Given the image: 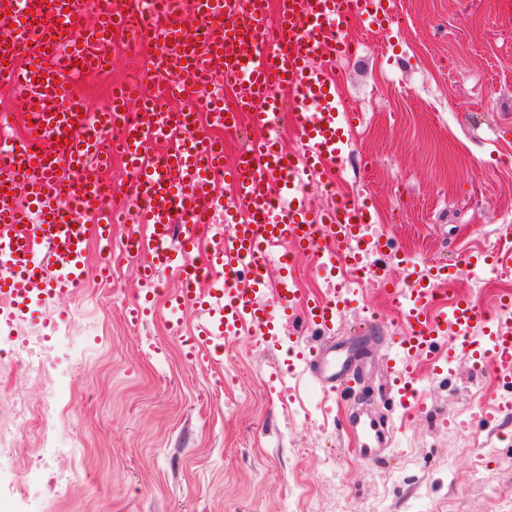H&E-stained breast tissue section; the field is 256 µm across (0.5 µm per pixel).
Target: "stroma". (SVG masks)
<instances>
[{"instance_id":"35a3bbf8","label":"stroma","mask_w":512,"mask_h":512,"mask_svg":"<svg viewBox=\"0 0 512 512\" xmlns=\"http://www.w3.org/2000/svg\"><path fill=\"white\" fill-rule=\"evenodd\" d=\"M392 9L399 20L387 30L349 31L358 50L335 95L355 119L340 194L366 204L378 234L419 267L478 248L512 252V0H392ZM130 76L122 52L109 78L82 76L88 107L101 110L110 82ZM101 249L89 245L86 288L28 323L57 357L48 383L67 406L57 437L82 447L79 482L59 498L22 434L16 458L0 460V512H368L379 497L386 512H491L512 492V422L489 410L512 381L462 355L448 373H420L427 408L407 415L385 369L400 319L374 282L360 284L335 326L357 353L356 399L392 433L366 463L345 423L353 401L301 364L274 375L292 342L316 343L312 328L288 321L278 341L245 333L220 357L184 360L192 312L162 306L130 322L129 304L145 295L139 261L127 258L108 282ZM439 292L489 309L512 293V269H460ZM61 321L70 336L52 335ZM45 384L0 361V415L19 391L40 405ZM455 471L475 477L455 485Z\"/></svg>"}]
</instances>
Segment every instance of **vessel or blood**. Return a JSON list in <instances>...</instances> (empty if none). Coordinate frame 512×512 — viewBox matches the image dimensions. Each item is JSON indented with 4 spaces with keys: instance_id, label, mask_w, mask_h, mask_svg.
Returning a JSON list of instances; mask_svg holds the SVG:
<instances>
[{
    "instance_id": "obj_1",
    "label": "vessel or blood",
    "mask_w": 512,
    "mask_h": 512,
    "mask_svg": "<svg viewBox=\"0 0 512 512\" xmlns=\"http://www.w3.org/2000/svg\"><path fill=\"white\" fill-rule=\"evenodd\" d=\"M140 0H56L52 16L40 27L24 20L34 0H0V85L9 87L19 112L33 120L31 132H51L68 142L66 158L52 145L41 153L20 145L0 146V317L11 321L32 318L36 298L70 297L81 287L87 266L84 251L89 236L111 241L112 225L126 224L119 251H108L105 265L122 264L125 255L140 256V277L152 282L157 270L171 266L180 286L169 309L178 313L197 309L200 320L194 333L183 337L185 356L221 355L225 337L243 329L272 339L284 319L302 315L317 331L333 329L347 304V292L310 298L298 288L290 272L296 255L315 260L324 271L355 270V282H379L402 316L406 330L393 337L392 366L404 402L424 403L416 387L414 361L431 357L443 371L457 352L490 358L512 378V333L493 332L477 339L468 330L484 320L481 308L467 298L438 303L435 281L447 278L445 268L422 276L414 263L392 248L388 239L366 232L370 215L354 199L341 197L335 208L308 213L303 185L311 175L338 166L349 146L345 130L353 113L345 111L331 86L341 74L339 59L356 52L346 28L362 18L394 19L388 0H174L164 36L146 26L137 36L141 50L175 55L174 64L156 74L159 90L144 101L126 83L112 86V109L90 111L74 97L69 67L72 27H79L85 44L97 47L93 67L110 65L106 40L109 27H122L127 16L139 11ZM209 20L206 41L190 38L186 11ZM62 53L48 51V43ZM239 85L231 97L205 95L203 106L225 134L245 138L232 164L224 162V143L196 125L192 112H170L171 97L191 82L206 83L215 75ZM162 109L163 122L126 125V114ZM253 126L275 129L292 122L305 151L293 161L269 135L246 138L243 117ZM187 129L177 151L157 166H144L142 147L158 138L165 126ZM120 130L114 148L120 154L121 176L132 179V191L142 202L129 212L125 193L103 197L98 184L87 180L83 205L94 223L73 225L64 206L71 192L72 169L104 165L99 131ZM231 186L230 195L215 189L216 176ZM400 265L403 282H393L384 261ZM279 264L275 304L260 302V287L270 262ZM463 265L472 272L497 269L512 258L470 252ZM454 338L457 350L441 354V340ZM320 385L343 380L352 365L346 345L328 343L306 355ZM350 431L363 460L376 458L382 433L372 419L352 416Z\"/></svg>"
}]
</instances>
